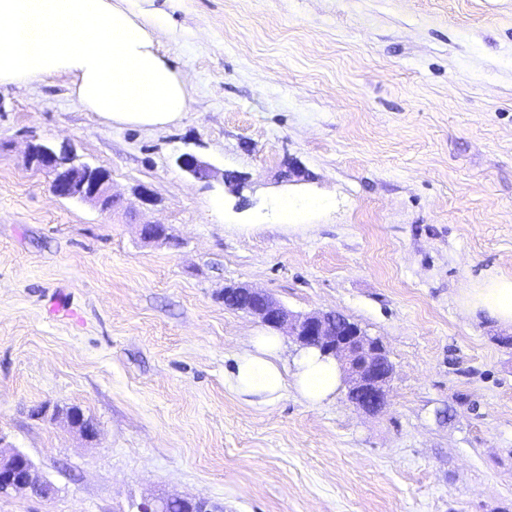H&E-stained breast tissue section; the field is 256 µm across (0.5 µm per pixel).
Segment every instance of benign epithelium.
<instances>
[{"mask_svg":"<svg viewBox=\"0 0 512 512\" xmlns=\"http://www.w3.org/2000/svg\"><path fill=\"white\" fill-rule=\"evenodd\" d=\"M179 163L198 180L216 175L211 165L190 154L181 157ZM27 164L50 177L51 191L58 198L87 202L102 212H110L119 204L111 190V172L79 161L65 148L57 151L46 144L31 142L27 146ZM224 299L265 325L286 331L300 348H315L333 357L339 365L346 396L357 409L377 414L386 408L393 364L380 341L368 336L358 324L336 312L296 315L270 295L246 286L224 288ZM63 419L85 440L97 438V423L71 415ZM52 491L53 485L38 476L26 453L0 445V495L30 492L47 498ZM175 505L185 507L186 512H214L204 498L169 494L145 499L138 505V512H171Z\"/></svg>","mask_w":512,"mask_h":512,"instance_id":"benign-epithelium-1","label":"benign epithelium"}]
</instances>
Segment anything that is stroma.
I'll return each instance as SVG.
<instances>
[{"mask_svg":"<svg viewBox=\"0 0 512 512\" xmlns=\"http://www.w3.org/2000/svg\"><path fill=\"white\" fill-rule=\"evenodd\" d=\"M140 7L190 87L180 123L102 122L66 74L0 86V436L55 487L0 512H137L158 493L216 512H512V325L463 303L512 276V0ZM34 137L107 168L122 206L54 196ZM155 222L169 243L142 239ZM233 284L378 339L388 408L232 392L234 354L265 329L225 306ZM36 405L80 407L99 434Z\"/></svg>","mask_w":512,"mask_h":512,"instance_id":"stroma-1","label":"stroma"}]
</instances>
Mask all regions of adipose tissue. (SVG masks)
<instances>
[{"mask_svg":"<svg viewBox=\"0 0 512 512\" xmlns=\"http://www.w3.org/2000/svg\"><path fill=\"white\" fill-rule=\"evenodd\" d=\"M137 11L138 0H0V85L66 73L77 103L105 122L146 128L180 122L190 110V88ZM466 303L512 323V277L470 289ZM282 349L279 335L252 336L234 357L230 390L271 403L292 385L312 404L336 392L341 379L332 357L307 349L291 370Z\"/></svg>","mask_w":512,"mask_h":512,"instance_id":"adipose-tissue-1","label":"adipose tissue"}]
</instances>
